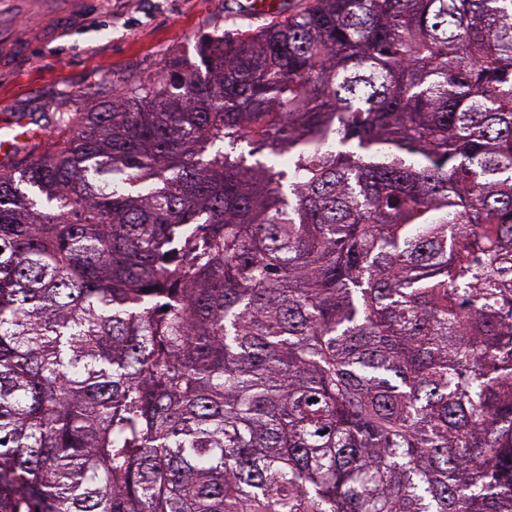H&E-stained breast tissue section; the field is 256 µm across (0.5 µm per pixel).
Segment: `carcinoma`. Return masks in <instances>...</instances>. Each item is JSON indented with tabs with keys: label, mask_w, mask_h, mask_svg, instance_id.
<instances>
[{
	"label": "carcinoma",
	"mask_w": 512,
	"mask_h": 512,
	"mask_svg": "<svg viewBox=\"0 0 512 512\" xmlns=\"http://www.w3.org/2000/svg\"><path fill=\"white\" fill-rule=\"evenodd\" d=\"M197 53L0 167V512H512V0Z\"/></svg>",
	"instance_id": "carcinoma-1"
}]
</instances>
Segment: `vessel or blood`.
I'll use <instances>...</instances> for the list:
<instances>
[{
    "mask_svg": "<svg viewBox=\"0 0 512 512\" xmlns=\"http://www.w3.org/2000/svg\"><path fill=\"white\" fill-rule=\"evenodd\" d=\"M98 8L97 0H0V68H12L30 52L28 39L18 32L21 15L40 18L36 36L47 43L83 27ZM286 8L285 0H239L238 3L239 13L245 17H278ZM42 136V130L31 127L26 119L10 126L0 124V159Z\"/></svg>",
    "mask_w": 512,
    "mask_h": 512,
    "instance_id": "1",
    "label": "vessel or blood"
}]
</instances>
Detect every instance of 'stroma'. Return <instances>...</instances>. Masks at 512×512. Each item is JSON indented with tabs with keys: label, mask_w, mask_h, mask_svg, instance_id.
Here are the masks:
<instances>
[{
	"label": "stroma",
	"mask_w": 512,
	"mask_h": 512,
	"mask_svg": "<svg viewBox=\"0 0 512 512\" xmlns=\"http://www.w3.org/2000/svg\"><path fill=\"white\" fill-rule=\"evenodd\" d=\"M237 10V0H101L82 29L33 44L27 60L0 70V112L29 113L53 133L60 114L99 108L113 91L156 77L171 57L196 62L201 34L266 27Z\"/></svg>",
	"instance_id": "stroma-1"
}]
</instances>
